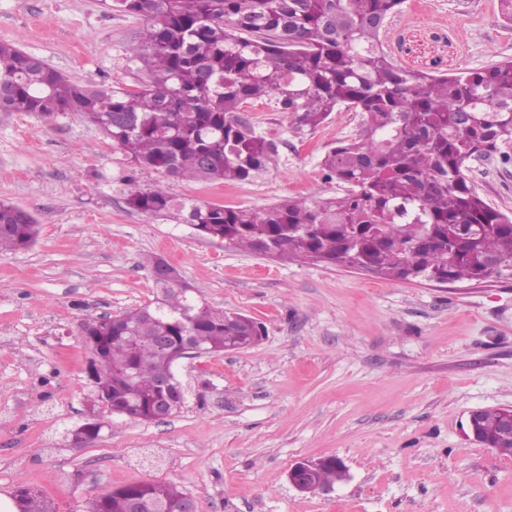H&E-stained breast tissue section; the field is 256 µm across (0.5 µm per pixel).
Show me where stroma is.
<instances>
[{
    "label": "stroma",
    "mask_w": 512,
    "mask_h": 512,
    "mask_svg": "<svg viewBox=\"0 0 512 512\" xmlns=\"http://www.w3.org/2000/svg\"><path fill=\"white\" fill-rule=\"evenodd\" d=\"M145 24L105 0H0V42L80 85L140 86L128 48ZM382 40L413 72L512 58L498 0H405ZM242 117L276 143V165L234 184L167 179L175 198L260 208L339 193L320 163L358 135V114L333 113L302 140L271 104ZM466 174L512 212V164L474 159ZM158 179L75 113L0 112V199L40 226L31 248L0 255V494L23 483L55 512H80L90 496L154 480L199 512H512V456L464 435L470 411L512 407V280L394 281L244 253L132 210L131 191ZM147 254L266 329L253 348L182 359L186 402L162 422L94 404L77 333L153 299ZM91 411L98 436L73 443ZM327 457L346 464V482L327 495L292 487L295 462Z\"/></svg>",
    "instance_id": "35a3bbf8"
}]
</instances>
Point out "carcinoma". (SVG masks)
<instances>
[{
  "label": "carcinoma",
  "instance_id": "obj_1",
  "mask_svg": "<svg viewBox=\"0 0 512 512\" xmlns=\"http://www.w3.org/2000/svg\"><path fill=\"white\" fill-rule=\"evenodd\" d=\"M405 0H113L112 9L146 18L129 48L146 71L133 91L70 82L14 45L0 42V112H74L97 126L132 165L186 181L239 183L266 171L277 147L240 116L270 100L293 133H313L334 112H357V137L327 150L321 166L344 185L322 201L287 198L259 209L178 201L162 184L137 189L128 205L147 217L176 216L200 236L281 261L348 263L389 280L482 281L512 276V214L468 185L466 164L512 140V59L481 69L415 73L398 65L381 34ZM34 216L0 201V254L31 247ZM488 258L500 264L492 272ZM156 299L115 317L86 319L80 336L87 374L107 411L149 421L167 363L152 343L183 337L211 354L245 350L257 320L218 310L183 278L154 280ZM485 408V448L512 455ZM341 479L336 459L317 480ZM162 500L175 510L185 492L144 481L89 499L82 512H126ZM20 512H54L24 484Z\"/></svg>",
  "mask_w": 512,
  "mask_h": 512
}]
</instances>
